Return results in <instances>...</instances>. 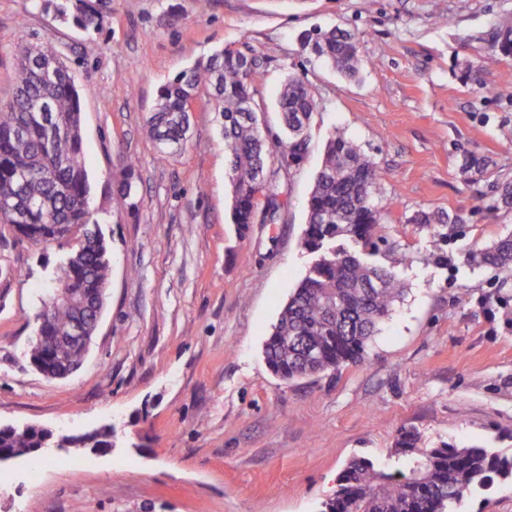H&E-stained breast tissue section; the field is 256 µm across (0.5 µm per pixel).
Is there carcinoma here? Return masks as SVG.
Instances as JSON below:
<instances>
[{
	"label": "carcinoma",
	"instance_id": "obj_1",
	"mask_svg": "<svg viewBox=\"0 0 512 512\" xmlns=\"http://www.w3.org/2000/svg\"><path fill=\"white\" fill-rule=\"evenodd\" d=\"M69 10L63 3L40 0L39 7L83 30L96 31L101 20L88 0ZM315 56L346 75L357 73L359 46L351 33L331 28L304 35ZM50 46L20 44L18 82L11 100L0 106V224L35 245L54 242L69 246L55 267L50 287L74 288L90 295L107 287L111 259L108 244L91 209L92 186L83 162L81 99L69 72L52 75L39 59ZM512 56V39L498 42L475 68L470 79L481 86L496 75L493 90L512 101V73L497 71L500 58ZM226 47L215 51L163 85L147 124L160 153L184 143L190 132L188 101L201 86L212 89L219 133L224 138V164L232 191L231 222L247 231L256 211L268 203L279 208L281 168L298 166L310 150L306 127L318 110L309 82L290 74L278 97L282 135L271 142L258 123L254 104L264 77L263 62ZM136 157H126L117 191L130 197ZM381 175L375 160L352 140L332 134L308 199L302 246L313 256L308 272L283 305L265 340L263 353L271 371L286 381L326 370L358 365L367 359L370 342L391 315L404 291L391 266L365 260L380 251L374 225L381 218ZM420 224H457L458 215L440 211L418 214ZM382 253L391 255L386 246ZM478 264L512 271V235L500 238L475 256ZM81 319L92 328V309L76 314L74 307L53 308L41 335L66 336ZM31 357L46 366L79 364L82 355L70 343L51 352L36 339ZM44 445L54 448H110L112 426L82 435H57L44 441V429L0 427V448L20 454ZM397 446L407 464L398 474L366 458L353 459L340 473L334 497L323 512H451L486 487L493 477H512V457L490 448L418 447L412 430L399 432Z\"/></svg>",
	"mask_w": 512,
	"mask_h": 512
}]
</instances>
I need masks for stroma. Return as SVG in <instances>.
Segmentation results:
<instances>
[{
  "label": "stroma",
  "instance_id": "stroma-1",
  "mask_svg": "<svg viewBox=\"0 0 512 512\" xmlns=\"http://www.w3.org/2000/svg\"><path fill=\"white\" fill-rule=\"evenodd\" d=\"M102 27L0 0V102L16 46L53 47L82 99L84 162L112 272L82 365L53 379L31 363L34 316L64 248L0 231V424L78 434L109 424L113 447L0 465V512H322L353 458L391 470L401 429L423 448L512 456V272L473 254L512 231V103L475 86L512 0H93ZM447 17L444 26L435 25ZM359 39L347 78L301 43ZM266 58L255 102L279 133V89L303 75L319 102L307 158L282 175L274 223L229 222L213 101H193L183 149L159 159L147 119L159 88L215 50ZM378 163L384 237L402 258V300L357 366L284 381L262 344L312 260L300 245L331 132ZM139 160L130 198L115 184ZM478 160L466 171L465 157ZM463 224H418L422 211Z\"/></svg>",
  "mask_w": 512,
  "mask_h": 512
}]
</instances>
